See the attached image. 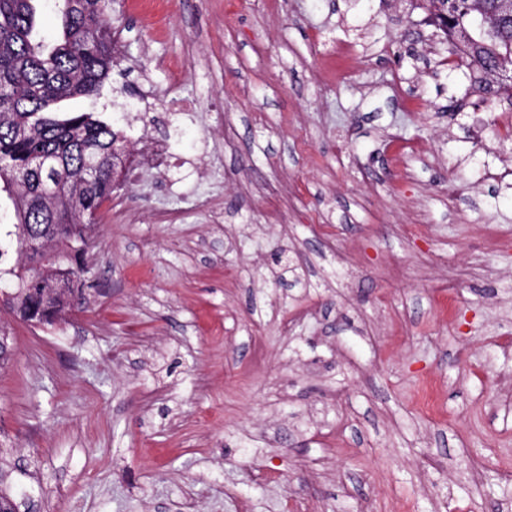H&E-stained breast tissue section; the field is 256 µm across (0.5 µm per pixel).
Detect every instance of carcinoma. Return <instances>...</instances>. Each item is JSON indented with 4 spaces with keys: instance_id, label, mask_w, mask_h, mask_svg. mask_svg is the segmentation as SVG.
I'll return each mask as SVG.
<instances>
[{
    "instance_id": "carcinoma-1",
    "label": "carcinoma",
    "mask_w": 512,
    "mask_h": 512,
    "mask_svg": "<svg viewBox=\"0 0 512 512\" xmlns=\"http://www.w3.org/2000/svg\"><path fill=\"white\" fill-rule=\"evenodd\" d=\"M37 0H0V193L14 206L15 223L0 243V283L14 293L12 310L22 317L40 311L46 323L66 313L79 299L72 288L41 303L34 291L54 281L81 282L88 272L85 254L91 240L84 230L98 222L102 205L117 191L113 181L114 149L124 144V131L92 112H51L49 108L76 97L98 98L112 69L120 65L112 46L111 0H52L62 20V33L50 43L36 38ZM444 38L460 32L468 69L485 73L498 57H512V27L496 36L478 28L474 15L448 0H422ZM46 236L69 254L59 269L37 282L38 260L6 266L9 250L23 255L26 235Z\"/></svg>"
}]
</instances>
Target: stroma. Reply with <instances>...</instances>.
Masks as SVG:
<instances>
[{"mask_svg": "<svg viewBox=\"0 0 512 512\" xmlns=\"http://www.w3.org/2000/svg\"><path fill=\"white\" fill-rule=\"evenodd\" d=\"M135 2L112 0L123 73L61 104L139 160L84 304L0 307L6 490L37 512H512V98L474 93L412 0H168L160 23Z\"/></svg>", "mask_w": 512, "mask_h": 512, "instance_id": "obj_1", "label": "stroma"}]
</instances>
